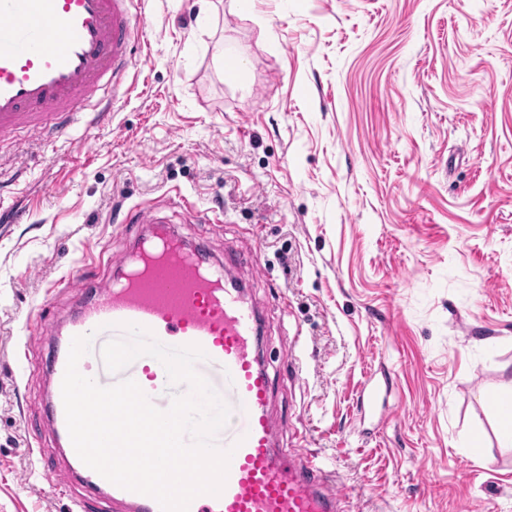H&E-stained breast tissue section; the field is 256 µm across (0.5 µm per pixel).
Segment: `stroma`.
Listing matches in <instances>:
<instances>
[{
    "instance_id": "35a3bbf8",
    "label": "stroma",
    "mask_w": 512,
    "mask_h": 512,
    "mask_svg": "<svg viewBox=\"0 0 512 512\" xmlns=\"http://www.w3.org/2000/svg\"><path fill=\"white\" fill-rule=\"evenodd\" d=\"M212 2L204 31L198 0H143L110 116L0 146V211H27L0 221V512H120L42 472L65 463L27 319L71 318L72 275L149 230L112 212L147 204L243 257L277 444L306 436L350 512H512V0Z\"/></svg>"
}]
</instances>
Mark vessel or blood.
<instances>
[{
  "instance_id": "1",
  "label": "vessel or blood",
  "mask_w": 512,
  "mask_h": 512,
  "mask_svg": "<svg viewBox=\"0 0 512 512\" xmlns=\"http://www.w3.org/2000/svg\"><path fill=\"white\" fill-rule=\"evenodd\" d=\"M136 0H0V142L38 131L45 142L68 139L86 124V110L99 91H117L136 62L141 29ZM113 278L87 285L72 280L80 304L65 334L56 338L49 364L52 388L45 421L68 440L62 381L71 340L92 335L80 372L99 385L134 380L158 409L173 392L163 364L142 356L109 371L102 347L125 338L124 324L150 329L164 345L197 344L206 354L197 371L231 409L215 441L232 449L220 495H200L188 512H346L331 472L313 454L276 449L278 424L260 356L261 314L245 302V290L216 267L199 247L177 235L139 244L129 258L113 259ZM68 474L110 497L124 512H162L153 498L123 489L68 453Z\"/></svg>"
}]
</instances>
